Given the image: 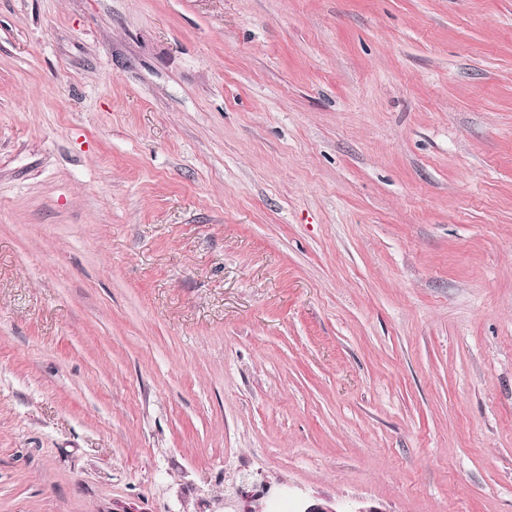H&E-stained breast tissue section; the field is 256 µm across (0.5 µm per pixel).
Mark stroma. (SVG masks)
<instances>
[{
    "label": "stroma",
    "instance_id": "35a3bbf8",
    "mask_svg": "<svg viewBox=\"0 0 512 512\" xmlns=\"http://www.w3.org/2000/svg\"><path fill=\"white\" fill-rule=\"evenodd\" d=\"M512 512V0H0V512Z\"/></svg>",
    "mask_w": 512,
    "mask_h": 512
}]
</instances>
